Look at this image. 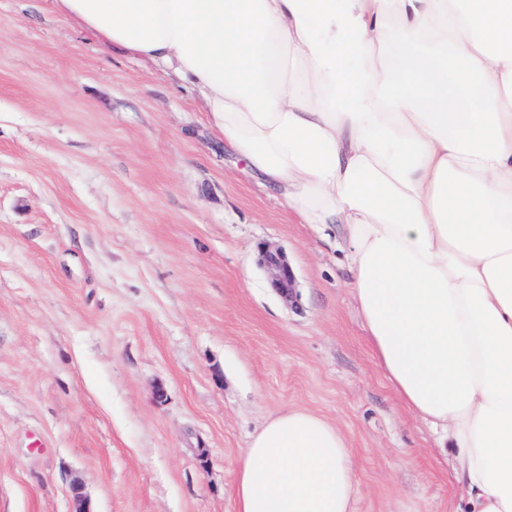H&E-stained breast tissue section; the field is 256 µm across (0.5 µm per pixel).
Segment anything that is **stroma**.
Wrapping results in <instances>:
<instances>
[{
	"label": "stroma",
	"mask_w": 512,
	"mask_h": 512,
	"mask_svg": "<svg viewBox=\"0 0 512 512\" xmlns=\"http://www.w3.org/2000/svg\"><path fill=\"white\" fill-rule=\"evenodd\" d=\"M337 226L299 223L189 87L53 0H0V512H236L269 415L346 436L356 512H456L375 357ZM281 249L296 296L259 264Z\"/></svg>",
	"instance_id": "stroma-1"
}]
</instances>
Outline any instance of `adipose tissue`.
<instances>
[{
    "mask_svg": "<svg viewBox=\"0 0 512 512\" xmlns=\"http://www.w3.org/2000/svg\"><path fill=\"white\" fill-rule=\"evenodd\" d=\"M190 82L216 136L339 249L400 399L449 433L458 512H512V0H54ZM303 410L246 448L236 512H354Z\"/></svg>",
    "mask_w": 512,
    "mask_h": 512,
    "instance_id": "ef3b65f1",
    "label": "adipose tissue"
}]
</instances>
